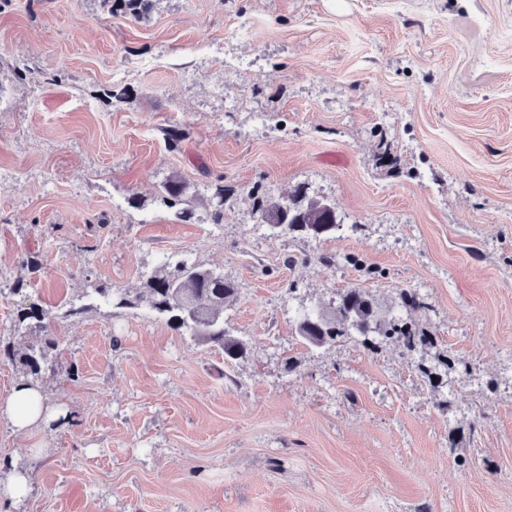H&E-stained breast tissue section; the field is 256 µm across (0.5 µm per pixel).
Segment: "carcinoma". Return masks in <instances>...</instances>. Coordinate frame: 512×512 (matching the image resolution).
Instances as JSON below:
<instances>
[{"label": "carcinoma", "instance_id": "carcinoma-1", "mask_svg": "<svg viewBox=\"0 0 512 512\" xmlns=\"http://www.w3.org/2000/svg\"><path fill=\"white\" fill-rule=\"evenodd\" d=\"M108 11L128 12L138 16L148 8V0H103ZM162 200L170 206L180 208V214L191 213V200L186 195L185 184L177 177L162 185ZM257 211L270 229L276 233L311 235L309 226L327 224L328 234L336 232L340 224L337 214H327L320 201L307 196L306 189L298 186L288 194V199L279 200L267 196L255 198ZM151 309L168 317V323L177 330H184L200 340L224 350V360L231 361L243 354L244 344L231 337L224 328V305L235 294L234 285L224 275L203 268L186 260L167 266V271L146 283ZM104 299L117 308H133L138 298L126 292L110 288H98ZM51 313L32 305L20 311L18 325L44 333L43 343L30 346L28 351L18 353L10 347L3 350L4 356L16 359L26 374L36 380L46 367L61 369L58 363L47 357L46 349L53 344L49 337ZM296 331L304 343L311 347H323L336 343L345 336L358 337L364 346L376 344V339L401 338L404 348L411 352L430 342L429 337L416 331L413 326L398 317H379L369 294L360 288H349L339 294L332 311L321 308L303 312L296 322Z\"/></svg>", "mask_w": 512, "mask_h": 512}]
</instances>
